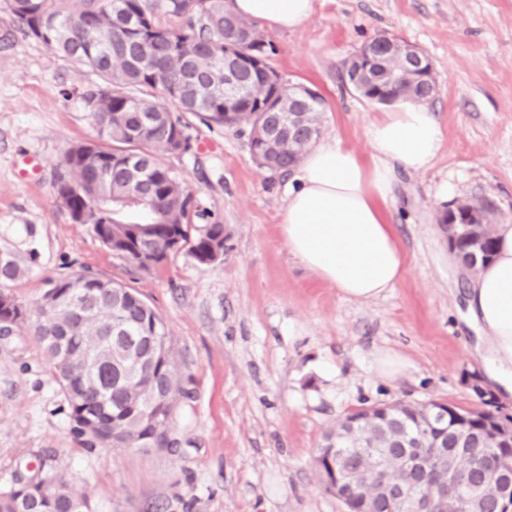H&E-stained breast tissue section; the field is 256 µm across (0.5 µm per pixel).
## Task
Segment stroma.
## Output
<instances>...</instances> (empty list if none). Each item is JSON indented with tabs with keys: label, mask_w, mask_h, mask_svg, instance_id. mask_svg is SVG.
Returning a JSON list of instances; mask_svg holds the SVG:
<instances>
[{
	"label": "stroma",
	"mask_w": 512,
	"mask_h": 512,
	"mask_svg": "<svg viewBox=\"0 0 512 512\" xmlns=\"http://www.w3.org/2000/svg\"><path fill=\"white\" fill-rule=\"evenodd\" d=\"M379 33L430 58L428 106L444 142L428 170L396 173L405 278L352 302L285 247L288 176L259 169L246 135L195 117L193 151L164 164L224 225L223 260L179 253L145 271L75 223L53 184L68 147L97 138L83 94L100 79L0 9V249L22 269L12 292L34 315L51 281L79 269L126 284L166 322L187 391L173 448L91 447L72 430L33 323L0 334V490L52 469L93 512H346L313 457L347 413L396 400L475 403L464 381L482 370L466 351L471 276L451 257L437 190L450 181L456 198L492 199L512 223V0H315L298 30L267 31L274 68L322 95L323 138L362 153L384 107L346 84L344 63ZM381 352L401 358L399 379L377 374Z\"/></svg>",
	"instance_id": "obj_1"
}]
</instances>
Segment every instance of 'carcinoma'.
I'll use <instances>...</instances> for the list:
<instances>
[{
    "instance_id": "obj_1",
    "label": "carcinoma",
    "mask_w": 512,
    "mask_h": 512,
    "mask_svg": "<svg viewBox=\"0 0 512 512\" xmlns=\"http://www.w3.org/2000/svg\"><path fill=\"white\" fill-rule=\"evenodd\" d=\"M27 36L64 59L91 68L101 79L84 96L98 129L94 142L71 146L54 183L57 200L72 219L88 210L93 231L113 253L141 269L162 266L183 253L205 264L224 256V225L205 218L183 182L162 159L192 151L186 115L209 127L248 134L249 151L263 169L288 172L302 159L288 150V130H277L288 112V89L269 63L272 45L256 25L234 14L225 0H3ZM248 63L236 103L224 108V51ZM391 99L430 100L435 89L395 76L372 89ZM162 97L163 106L156 101ZM142 208L149 220L123 218ZM457 254L471 257L473 241L465 227L454 228ZM21 273L14 256L0 251V330L20 326L28 310L11 292ZM60 302L39 308L35 332L70 408L74 432L86 444L105 446L117 437L124 447L168 449L170 421L185 391L174 351L155 362L154 336L172 342L165 321L133 289L82 269L52 283ZM140 357L136 372L120 384H107L102 367L126 352ZM471 409L448 405L439 429H427L423 408L409 405L392 414L386 404L358 408L344 420L356 432L331 450L323 448L315 466L331 487L333 469L351 479L386 461L377 480L403 479L388 458L401 443L432 451L440 443L464 478L487 487L484 512H494V462L512 464V414L490 392L474 391ZM21 493L0 490V512H92L88 498L74 496L55 474L32 476ZM50 494L42 495V485ZM367 488L348 490L339 500L359 512Z\"/></svg>"
}]
</instances>
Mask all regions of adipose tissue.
I'll return each mask as SVG.
<instances>
[{
    "label": "adipose tissue",
    "instance_id": "obj_1",
    "mask_svg": "<svg viewBox=\"0 0 512 512\" xmlns=\"http://www.w3.org/2000/svg\"><path fill=\"white\" fill-rule=\"evenodd\" d=\"M239 17L293 31L312 15L314 0H233ZM367 153L323 140L304 155L288 186L280 234L289 253L347 299L379 298L402 281L407 257L391 222L396 170L428 169L443 143L425 105L397 100L368 127ZM491 262L475 274L464 319L477 333L471 349L483 379L512 397V224L493 227Z\"/></svg>",
    "mask_w": 512,
    "mask_h": 512
}]
</instances>
